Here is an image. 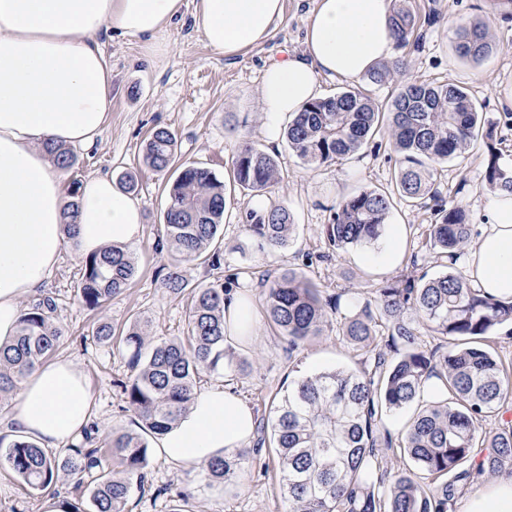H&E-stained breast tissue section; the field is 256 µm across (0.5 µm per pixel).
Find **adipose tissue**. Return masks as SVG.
<instances>
[{"instance_id": "ef3b65f1", "label": "adipose tissue", "mask_w": 512, "mask_h": 512, "mask_svg": "<svg viewBox=\"0 0 512 512\" xmlns=\"http://www.w3.org/2000/svg\"><path fill=\"white\" fill-rule=\"evenodd\" d=\"M392 0H318L302 53L268 63L260 90L269 138L281 119L318 98L323 76L354 80L391 62L396 38ZM184 0H0V345L17 331L19 302L34 295L64 246L85 259L109 246H132L143 233L137 201L108 175L80 189L74 226L61 170L45 149L52 142L96 144L112 103V70L100 47L105 35L154 46L183 17ZM284 0H194V29L217 52L234 57L269 39ZM488 224L473 244L475 287L512 295V194L485 198ZM85 375L69 360L38 365L24 380L8 425L14 436L58 448L90 420ZM257 413L222 386L199 393L157 452L191 466L246 447ZM462 512H512V476L465 499Z\"/></svg>"}]
</instances>
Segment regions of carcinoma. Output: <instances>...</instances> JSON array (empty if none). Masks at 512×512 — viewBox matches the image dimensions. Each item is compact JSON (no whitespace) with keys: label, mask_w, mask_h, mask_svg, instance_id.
Masks as SVG:
<instances>
[{"label":"carcinoma","mask_w":512,"mask_h":512,"mask_svg":"<svg viewBox=\"0 0 512 512\" xmlns=\"http://www.w3.org/2000/svg\"><path fill=\"white\" fill-rule=\"evenodd\" d=\"M397 44L415 33L412 15L391 18ZM455 51L478 63L493 52L482 23L461 22L454 31ZM408 61L366 75V84L383 85L399 78ZM388 121L398 156L395 188L360 190L340 199L332 221L324 225L326 244L338 251L369 247L383 235L392 195L409 202L434 191L436 166L458 157L483 136V179L492 190L512 193V165L502 161L494 144L496 122L479 111L464 89L449 83L403 82L389 112L375 106L360 85L309 102L284 128L288 148L303 163L321 166L339 162L366 147ZM61 168L73 164L71 150L46 144ZM177 137L156 129L144 149L146 165L156 173L176 163ZM275 155L243 139L232 159L234 186L255 196L277 183ZM224 182L205 167H178L166 184L165 239L157 249L170 256L164 286L189 291L187 335L156 340L147 322L134 321L115 334L99 322L92 335L102 342L120 337L131 351L133 375L121 383L128 409L139 432L112 430L96 441L98 428L84 430V445L71 448L60 460L35 443L16 439L0 451V471L11 473L35 494L49 491L60 470L95 475L89 507L67 503V512H126L132 486H144L149 439L164 433L186 414L195 398L196 378L205 371L245 370L224 333V296L235 275L225 282L195 288L180 266L196 262L210 269L224 264L215 245L224 220ZM258 247L270 252L286 248L296 224L288 207L271 204L246 214ZM467 211L439 205L435 223L427 226L426 246L453 265L470 244ZM137 272L131 250L112 247L85 259L78 284L83 305L96 310L122 293ZM332 301L323 290L292 270L268 282L266 312L288 344L297 351L333 324ZM54 303L45 298L23 309L16 336L0 345V402L16 393L20 383L58 348L62 331L53 320ZM385 325L387 335L379 334ZM442 339L425 350L420 330ZM512 335V296H489L469 281L447 271L434 278L410 274L387 281L372 300L340 323L338 335L359 356L357 367H334L305 376L284 390L270 409L271 439L279 457V491L287 512H453L456 494L471 484L472 475H512V426L491 428L488 422L512 405V374L489 351L499 333ZM437 378L448 396L426 402L424 389ZM414 408L401 437L393 440L384 416ZM398 451L408 464L393 472L388 456ZM251 450L206 463V475L224 483L240 481Z\"/></svg>","instance_id":"carcinoma-1"}]
</instances>
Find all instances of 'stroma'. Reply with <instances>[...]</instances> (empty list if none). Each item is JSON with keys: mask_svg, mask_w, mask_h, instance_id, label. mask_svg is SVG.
Instances as JSON below:
<instances>
[{"mask_svg": "<svg viewBox=\"0 0 512 512\" xmlns=\"http://www.w3.org/2000/svg\"><path fill=\"white\" fill-rule=\"evenodd\" d=\"M315 0H285V12L273 35L261 47L227 58L210 48L194 31L191 19H183L163 34L156 48H145L134 38H102L101 47L112 66V105L96 145L74 149L75 164L63 170L64 185L85 182L107 174L135 176L133 193L143 214V234L134 247L137 274L123 293L105 307L88 310L77 297L83 263L70 250H63L56 269L39 291L52 296L54 321L63 337L58 356L70 359L87 376L91 392V418L100 434L112 429L137 430L120 382L132 370L129 353L118 346L97 341L91 328L104 320L115 329L128 327L137 318L150 321L158 338L185 332V296L162 285L166 253L156 245L164 232L167 205V175L150 170L144 162L149 134L164 127L177 135V164L210 169L219 180L231 176V160L238 138L275 154L282 176L280 184L266 194L269 203L288 206L297 230L287 249L260 251L245 222L252 209V196L228 192L224 222L218 244L224 252L220 269L187 263L181 270L190 286L238 276L235 290L249 301L254 336L250 343L235 345L245 371L205 373L197 390L215 385L235 388L258 413L259 425L269 422L270 405L276 395L301 376L351 361L352 351L334 331H325L302 350L289 352L287 344L266 318L265 281L269 275L292 269L320 283L327 296L338 297L334 322L350 316L357 305L374 296L375 288L406 271L434 277L445 271L446 259L425 245L427 224L434 219L437 201L461 205L469 214L473 236H480L486 219L482 201L487 192L483 181L484 146L474 143L461 157L438 166L434 173L438 199L412 203L394 197L389 222L404 230V246L397 262L374 263L381 244L328 250L322 229L330 223L336 203L362 189L390 186L396 162L384 134L372 146L350 159L309 167L289 150L285 139L268 143L263 134L260 83L265 64L286 53L301 50L307 19ZM398 10L411 11L417 20L416 41L398 48L409 62L404 75L411 82L453 83L464 88L481 112L497 122L494 143L504 159H512V121L504 119L505 107L497 99L512 89V17L501 16L493 0H394ZM482 22L488 27L495 48L480 63L461 60L451 39L458 21ZM278 458L270 443L256 445L247 474L241 483L209 480L202 466H179L151 455L144 488L132 489L130 512H170L177 493L187 489L188 512H286L277 490Z\"/></svg>", "mask_w": 512, "mask_h": 512, "instance_id": "35a3bbf8", "label": "stroma"}]
</instances>
